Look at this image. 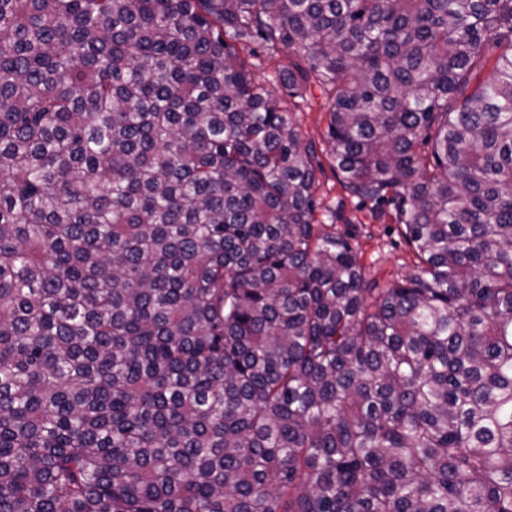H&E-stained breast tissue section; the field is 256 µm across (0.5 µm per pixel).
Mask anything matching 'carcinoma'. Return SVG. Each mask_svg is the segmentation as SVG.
I'll return each mask as SVG.
<instances>
[{
    "instance_id": "carcinoma-1",
    "label": "carcinoma",
    "mask_w": 512,
    "mask_h": 512,
    "mask_svg": "<svg viewBox=\"0 0 512 512\" xmlns=\"http://www.w3.org/2000/svg\"><path fill=\"white\" fill-rule=\"evenodd\" d=\"M0 512H512V0H0ZM249 49L254 50V55L248 56L247 51H249ZM242 54L247 56L253 63V71L261 81L267 79L271 80L275 76L276 69H281L283 65H288V59L285 53L279 52L276 55H271L266 48L256 44H251ZM282 105L288 108L304 143L316 147V197L320 205L317 218L322 224H335L336 232L348 239L358 252L367 281L386 288L417 270V257L402 236L391 216V207L372 208L352 197L336 175L332 147L327 141V108L325 97L318 88L303 97L290 98L276 85ZM336 221L331 223V215Z\"/></svg>"
}]
</instances>
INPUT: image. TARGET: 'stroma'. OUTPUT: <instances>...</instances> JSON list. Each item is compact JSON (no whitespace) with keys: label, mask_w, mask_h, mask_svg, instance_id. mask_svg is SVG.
<instances>
[{"label":"stroma","mask_w":512,"mask_h":512,"mask_svg":"<svg viewBox=\"0 0 512 512\" xmlns=\"http://www.w3.org/2000/svg\"><path fill=\"white\" fill-rule=\"evenodd\" d=\"M303 142L316 147L317 213L322 223H334L358 252L367 281L386 288L417 270V257L391 215L359 202L341 184L327 141L325 97L312 89L297 98L283 97Z\"/></svg>","instance_id":"stroma-1"}]
</instances>
